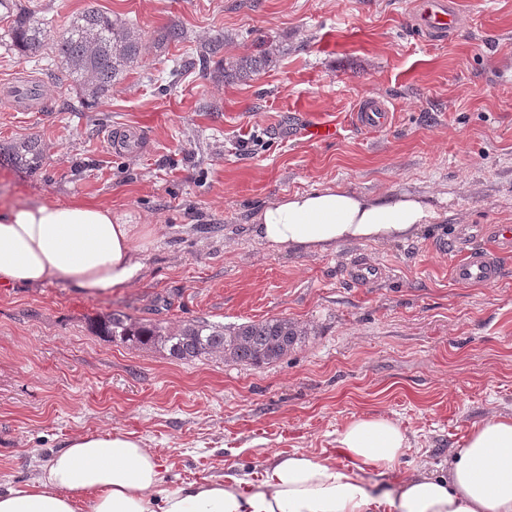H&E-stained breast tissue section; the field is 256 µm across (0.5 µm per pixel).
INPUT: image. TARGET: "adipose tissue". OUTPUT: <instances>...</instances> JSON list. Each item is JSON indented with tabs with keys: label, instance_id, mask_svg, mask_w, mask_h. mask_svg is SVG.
Here are the masks:
<instances>
[{
	"label": "adipose tissue",
	"instance_id": "ef3b65f1",
	"mask_svg": "<svg viewBox=\"0 0 512 512\" xmlns=\"http://www.w3.org/2000/svg\"><path fill=\"white\" fill-rule=\"evenodd\" d=\"M437 217L423 196L381 198L340 185L295 191L254 216V238L279 251L325 253L347 242L415 238ZM144 226L113 218L103 205L44 202L0 209V283L40 285L57 279L104 291L137 281L144 264L134 245ZM336 444L355 469L329 456H280L257 485L228 477L163 488L160 464L143 440L121 431L79 433L31 482L0 491V512H512V416L474 425L447 462L394 478L411 447L389 418L353 417ZM378 470L368 486L360 472Z\"/></svg>",
	"mask_w": 512,
	"mask_h": 512
}]
</instances>
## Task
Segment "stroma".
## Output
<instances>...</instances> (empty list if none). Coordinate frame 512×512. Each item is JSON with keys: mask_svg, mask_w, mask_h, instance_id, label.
Listing matches in <instances>:
<instances>
[{"mask_svg": "<svg viewBox=\"0 0 512 512\" xmlns=\"http://www.w3.org/2000/svg\"><path fill=\"white\" fill-rule=\"evenodd\" d=\"M461 24L425 39L418 0H17L51 31L87 7L144 35L143 59L92 104L42 54L23 56L0 16V84L41 78L43 112L0 106V143L38 140L35 170L0 162V207L93 202L145 224L143 276L86 292L64 281L0 285V490L38 476L77 433L141 437L176 489L233 475L259 481L275 455H330L360 415L398 420L412 446L400 472L447 461L472 424L512 415V255L491 285L451 277L460 226L512 224V0H456ZM176 26L186 38L157 47ZM220 39L218 58H202ZM270 50L258 75L225 79L221 59ZM388 102L384 130L352 125L361 98ZM342 122L308 142V123ZM137 130L143 150L104 137ZM337 183L430 197L416 239L280 253L252 238L267 202ZM373 282L351 281L352 263ZM176 326L285 317L307 328L260 368L109 342L112 311Z\"/></svg>", "mask_w": 512, "mask_h": 512, "instance_id": "obj_1", "label": "stroma"}]
</instances>
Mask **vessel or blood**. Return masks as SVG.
Here are the masks:
<instances>
[{
    "mask_svg": "<svg viewBox=\"0 0 512 512\" xmlns=\"http://www.w3.org/2000/svg\"><path fill=\"white\" fill-rule=\"evenodd\" d=\"M419 27L434 37L453 33L459 24V15L452 0H421L415 16ZM13 111L38 112L43 108V95L36 79L19 75L0 91ZM391 119L388 104L374 99L361 101L354 112L355 127L372 130L386 126ZM309 140L323 143L340 137L339 126L332 121H319L305 130ZM490 246L481 251H468L452 267V278L460 285H486L501 277L500 259L512 252V225L497 224L489 231Z\"/></svg>",
    "mask_w": 512,
    "mask_h": 512,
    "instance_id": "vessel-or-blood-1",
    "label": "vessel or blood"
}]
</instances>
